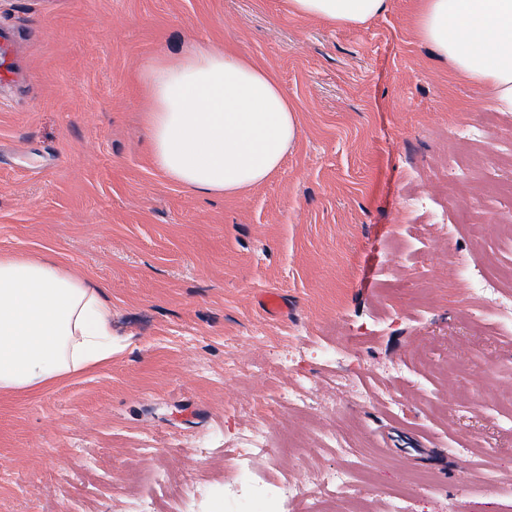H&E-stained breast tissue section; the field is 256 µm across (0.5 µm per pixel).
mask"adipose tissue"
Instances as JSON below:
<instances>
[{"instance_id":"1","label":"adipose tissue","mask_w":512,"mask_h":512,"mask_svg":"<svg viewBox=\"0 0 512 512\" xmlns=\"http://www.w3.org/2000/svg\"><path fill=\"white\" fill-rule=\"evenodd\" d=\"M388 0H288L292 12L358 25ZM422 40L460 76L490 85L512 112V0H419ZM155 167L196 194H238L266 180L298 131L276 77L207 46L145 70ZM112 359V302L102 281L54 255L0 253V394L32 393Z\"/></svg>"}]
</instances>
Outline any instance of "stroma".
Listing matches in <instances>:
<instances>
[{
  "instance_id": "1",
  "label": "stroma",
  "mask_w": 512,
  "mask_h": 512,
  "mask_svg": "<svg viewBox=\"0 0 512 512\" xmlns=\"http://www.w3.org/2000/svg\"><path fill=\"white\" fill-rule=\"evenodd\" d=\"M417 4L334 26L288 0H0L20 72L0 87V252L106 282L113 346L79 378L0 395V512H173L185 480L192 512H224L232 449L260 424L269 485L348 468L363 512H512L495 407L512 335L467 320L481 304L456 275L512 265L492 198L512 132L421 40ZM199 44L272 72L298 109L280 168L233 196L151 161L141 74ZM470 120L482 141L449 136ZM417 194L448 204L442 223L404 208ZM273 356L304 367L312 412L288 405L296 376Z\"/></svg>"
}]
</instances>
